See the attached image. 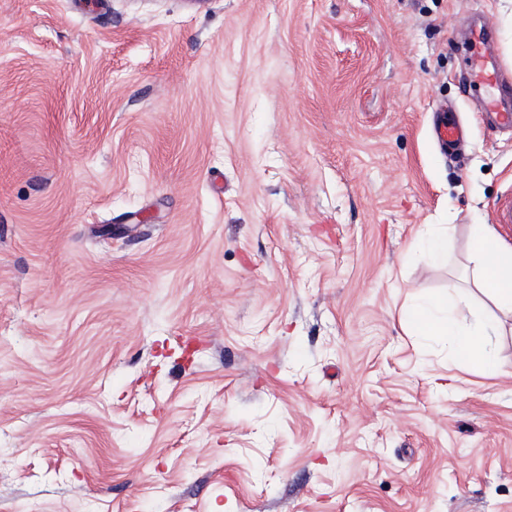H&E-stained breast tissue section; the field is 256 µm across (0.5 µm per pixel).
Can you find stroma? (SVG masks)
Returning a JSON list of instances; mask_svg holds the SVG:
<instances>
[{"instance_id":"stroma-1","label":"stroma","mask_w":512,"mask_h":512,"mask_svg":"<svg viewBox=\"0 0 512 512\" xmlns=\"http://www.w3.org/2000/svg\"><path fill=\"white\" fill-rule=\"evenodd\" d=\"M477 15L512 68V0H0V512H512V321L404 315L512 191ZM492 26L483 24L472 27L467 35L470 55L467 58L468 76L465 78L469 87L473 84L496 88L499 94H506L511 89L509 68L489 53ZM478 47L477 51H473ZM484 120L503 132L512 133V110L500 109L498 99L488 98L483 101ZM434 112L439 113V117L433 127V135L443 152L455 150L457 145L463 141V130L453 116L448 115L447 106H439ZM456 303L449 310L447 301L439 296L422 298L410 312V318L418 332L427 336L450 338L456 359L479 370L486 376L501 372L502 363L494 349L490 336H494L496 322L487 318L477 326L464 329L459 316L469 310L468 289H455Z\"/></svg>"}]
</instances>
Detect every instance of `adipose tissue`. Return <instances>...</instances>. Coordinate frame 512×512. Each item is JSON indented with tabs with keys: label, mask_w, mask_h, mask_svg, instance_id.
<instances>
[{
	"label": "adipose tissue",
	"mask_w": 512,
	"mask_h": 512,
	"mask_svg": "<svg viewBox=\"0 0 512 512\" xmlns=\"http://www.w3.org/2000/svg\"><path fill=\"white\" fill-rule=\"evenodd\" d=\"M469 257L474 287L486 294L502 314L512 315V246L502 241L493 225L477 224L469 242ZM469 307V294L460 289L455 305H448L439 296H427L415 305L410 317L421 334L450 339L458 361L484 375H498L502 363L491 342L496 322L488 318L475 327L462 328L459 317Z\"/></svg>",
	"instance_id": "obj_1"
}]
</instances>
